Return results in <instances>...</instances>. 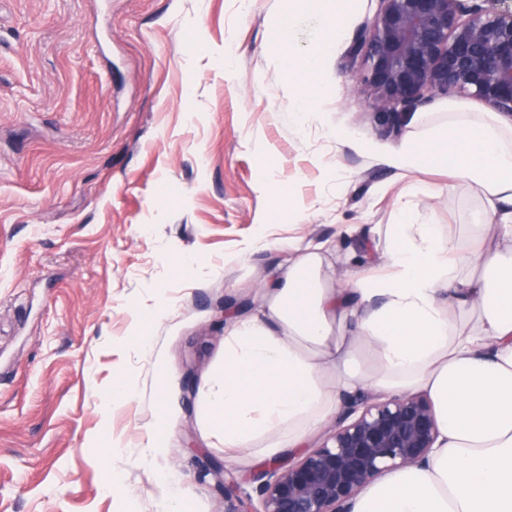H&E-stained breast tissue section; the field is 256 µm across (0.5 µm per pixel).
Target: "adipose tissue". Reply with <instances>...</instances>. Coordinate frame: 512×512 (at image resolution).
<instances>
[{"label":"adipose tissue","mask_w":512,"mask_h":512,"mask_svg":"<svg viewBox=\"0 0 512 512\" xmlns=\"http://www.w3.org/2000/svg\"><path fill=\"white\" fill-rule=\"evenodd\" d=\"M375 160L451 169L482 193L489 222L465 240L441 224L392 225L384 273L357 270L344 286L321 247L289 261L262 309L233 320L204 417L225 447L273 460L342 397L423 390L441 431L432 459L378 479L353 512H512V126L452 110ZM469 264L482 274H462Z\"/></svg>","instance_id":"ef3b65f1"}]
</instances>
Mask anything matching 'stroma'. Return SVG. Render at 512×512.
Instances as JSON below:
<instances>
[{
    "label": "stroma",
    "instance_id": "obj_1",
    "mask_svg": "<svg viewBox=\"0 0 512 512\" xmlns=\"http://www.w3.org/2000/svg\"><path fill=\"white\" fill-rule=\"evenodd\" d=\"M286 7L308 9L0 0V512H224L196 449L250 494L265 460L207 424L210 372L281 244H325L344 280L381 265L388 225L477 232L475 187L372 160L410 131H387L350 53L380 0H351L332 43L297 30L293 52L320 57L305 117L273 31Z\"/></svg>",
    "mask_w": 512,
    "mask_h": 512
}]
</instances>
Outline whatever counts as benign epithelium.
I'll return each instance as SVG.
<instances>
[{"instance_id": "7a95c632", "label": "benign epithelium", "mask_w": 512, "mask_h": 512, "mask_svg": "<svg viewBox=\"0 0 512 512\" xmlns=\"http://www.w3.org/2000/svg\"><path fill=\"white\" fill-rule=\"evenodd\" d=\"M351 52L365 61L370 107L393 130L433 93L466 94L512 118V0H381ZM439 436L429 396L377 395L343 412L298 461L266 464L259 510L225 481L224 464L203 456L201 474L223 492L225 512H352L382 475L428 461Z\"/></svg>"}]
</instances>
